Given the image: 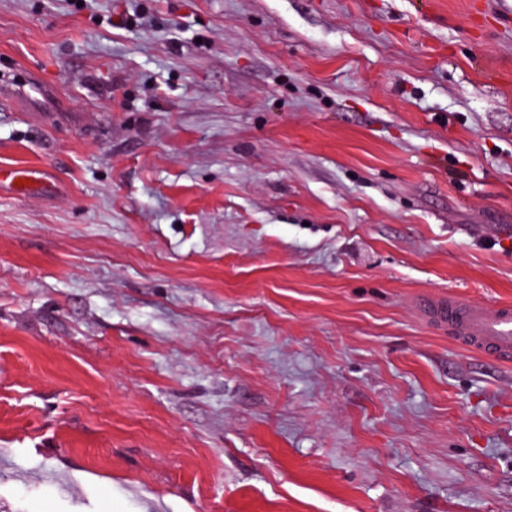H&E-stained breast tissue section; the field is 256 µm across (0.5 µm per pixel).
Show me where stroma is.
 I'll return each instance as SVG.
<instances>
[{"instance_id": "obj_1", "label": "stroma", "mask_w": 512, "mask_h": 512, "mask_svg": "<svg viewBox=\"0 0 512 512\" xmlns=\"http://www.w3.org/2000/svg\"><path fill=\"white\" fill-rule=\"evenodd\" d=\"M0 512H512V0H0ZM17 178L30 180V184L17 187L15 181ZM49 175L44 170L34 169H1L0 168V187L5 183L14 191L16 195L22 196L29 192L33 187L48 183ZM423 311L441 326H448L455 341L467 348L484 351L496 360L512 358V306H487L448 294L426 298Z\"/></svg>"}]
</instances>
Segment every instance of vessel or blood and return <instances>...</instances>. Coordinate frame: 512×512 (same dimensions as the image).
I'll return each instance as SVG.
<instances>
[{"label": "vessel or blood", "mask_w": 512, "mask_h": 512, "mask_svg": "<svg viewBox=\"0 0 512 512\" xmlns=\"http://www.w3.org/2000/svg\"><path fill=\"white\" fill-rule=\"evenodd\" d=\"M48 180L42 170L0 168V186H13L19 196L29 186ZM421 307L432 321L451 329L458 344L487 352L501 362L512 360V306H487L451 295L423 299Z\"/></svg>", "instance_id": "obj_1"}]
</instances>
